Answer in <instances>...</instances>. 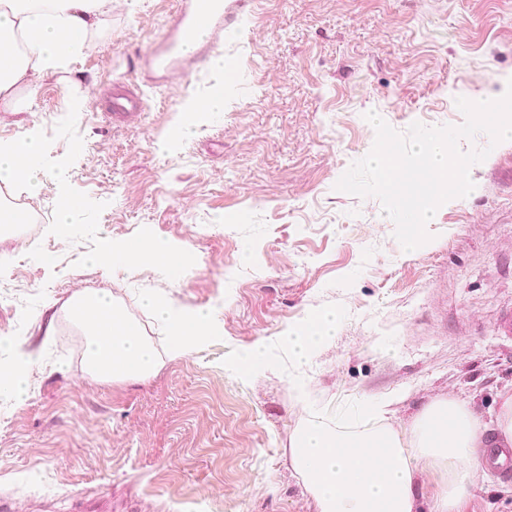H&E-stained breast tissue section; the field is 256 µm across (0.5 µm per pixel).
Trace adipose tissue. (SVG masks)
Returning a JSON list of instances; mask_svg holds the SVG:
<instances>
[{
	"mask_svg": "<svg viewBox=\"0 0 512 512\" xmlns=\"http://www.w3.org/2000/svg\"><path fill=\"white\" fill-rule=\"evenodd\" d=\"M111 8L112 0H0V101L13 106L18 87L36 92L46 72L77 62L86 35ZM43 150L34 135L24 143L0 142V184L37 193ZM91 261L186 266L175 245L147 235L134 243H106ZM142 305L167 329L166 354L143 338L110 289L68 301L66 314L85 337L87 373L113 380L144 377L158 369L163 357L200 351L222 334L207 309L157 294L144 297ZM336 326L335 312L325 311L289 331L283 341L294 362L313 360L335 336ZM35 362L33 352L0 339V394L24 401ZM511 446L512 395L502 398L488 421L467 402L444 398L426 404L406 431L381 425L344 433L314 415L294 433L288 461L303 477L317 512H456L465 478L479 464V449ZM425 469L442 477L439 493L426 505L416 493L418 474Z\"/></svg>",
	"mask_w": 512,
	"mask_h": 512,
	"instance_id": "ef3b65f1",
	"label": "adipose tissue"
}]
</instances>
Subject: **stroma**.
I'll use <instances>...</instances> for the list:
<instances>
[{"instance_id": "35a3bbf8", "label": "stroma", "mask_w": 512, "mask_h": 512, "mask_svg": "<svg viewBox=\"0 0 512 512\" xmlns=\"http://www.w3.org/2000/svg\"><path fill=\"white\" fill-rule=\"evenodd\" d=\"M225 5V28L171 78L145 45L178 0H112L85 57L35 96L17 91L30 110L0 106V139L34 133L46 147L31 197L42 223L0 235V336L40 358L29 398L0 420V512H316L288 463L312 409L351 431L347 411L387 400L405 429L432 400L458 396L486 418L512 392V340L497 329L512 308V140H460L490 153L413 251L377 198L335 188L374 144L366 113L400 132L458 126L457 98L506 86L512 0ZM118 80L140 111L113 114ZM218 92L223 109L170 143L185 101ZM66 200L62 234L53 214ZM146 231L178 245L187 270L90 262ZM101 288L156 348L165 330L141 305L149 294L211 309L224 337L141 379L95 378L62 347L80 336L63 308ZM331 309L335 337L294 365L281 336ZM261 341L268 367L230 370ZM458 512H512V481L479 465Z\"/></svg>"}]
</instances>
